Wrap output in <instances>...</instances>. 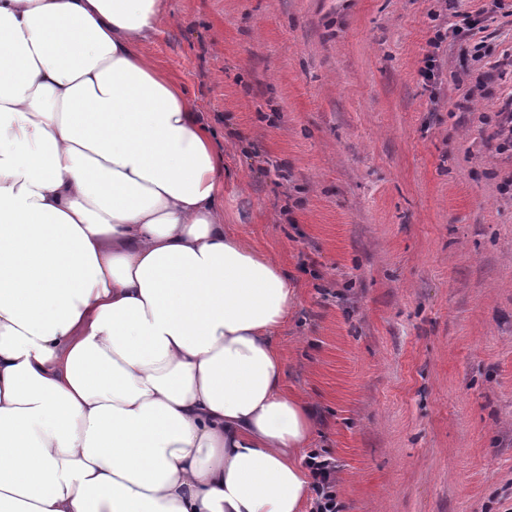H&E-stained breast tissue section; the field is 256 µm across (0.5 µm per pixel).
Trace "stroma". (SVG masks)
<instances>
[{
	"label": "stroma",
	"mask_w": 512,
	"mask_h": 512,
	"mask_svg": "<svg viewBox=\"0 0 512 512\" xmlns=\"http://www.w3.org/2000/svg\"><path fill=\"white\" fill-rule=\"evenodd\" d=\"M166 8L143 51L214 133L224 217L300 282L277 341L339 512H512V0Z\"/></svg>",
	"instance_id": "obj_1"
}]
</instances>
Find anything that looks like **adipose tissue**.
I'll return each mask as SVG.
<instances>
[{
	"instance_id": "adipose-tissue-1",
	"label": "adipose tissue",
	"mask_w": 512,
	"mask_h": 512,
	"mask_svg": "<svg viewBox=\"0 0 512 512\" xmlns=\"http://www.w3.org/2000/svg\"><path fill=\"white\" fill-rule=\"evenodd\" d=\"M165 0H0V512H307L299 283L142 48Z\"/></svg>"
}]
</instances>
